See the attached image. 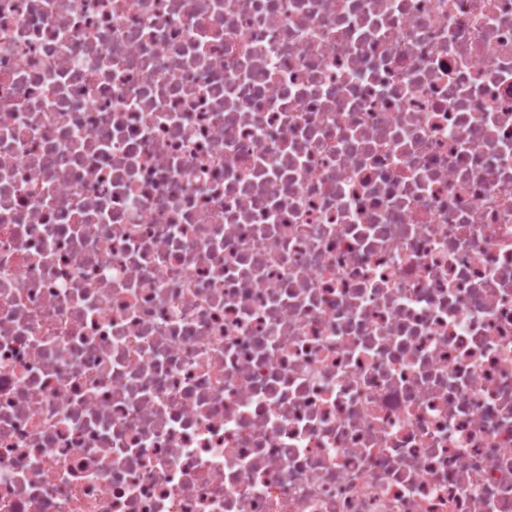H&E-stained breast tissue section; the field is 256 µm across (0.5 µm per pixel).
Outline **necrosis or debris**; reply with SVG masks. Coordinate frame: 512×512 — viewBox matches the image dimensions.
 <instances>
[{"mask_svg":"<svg viewBox=\"0 0 512 512\" xmlns=\"http://www.w3.org/2000/svg\"><path fill=\"white\" fill-rule=\"evenodd\" d=\"M0 512H512V0H0Z\"/></svg>","mask_w":512,"mask_h":512,"instance_id":"1","label":"necrosis or debris"}]
</instances>
